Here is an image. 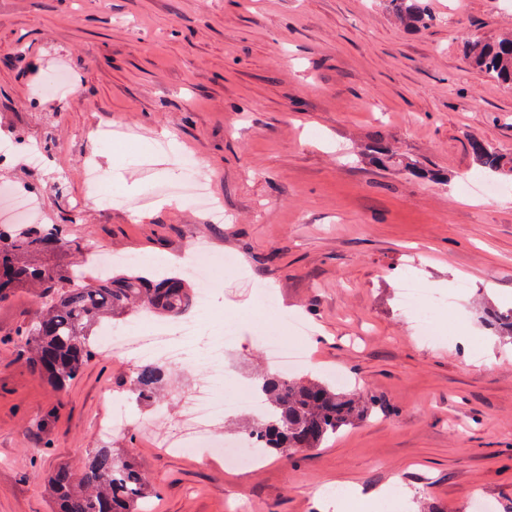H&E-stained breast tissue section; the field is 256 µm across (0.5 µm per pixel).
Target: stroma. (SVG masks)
<instances>
[{"label": "stroma", "instance_id": "obj_1", "mask_svg": "<svg viewBox=\"0 0 512 512\" xmlns=\"http://www.w3.org/2000/svg\"><path fill=\"white\" fill-rule=\"evenodd\" d=\"M433 22L407 32L384 0H0V185L41 202L43 224L78 218L88 277L101 250L189 259L197 241L233 258L211 311L234 329L225 393L269 364L257 325L304 351L303 372L362 381L378 404L320 447L252 466L161 447L179 397L208 366L197 349L162 386L163 406L133 408L102 436L109 398L133 365L105 350L61 395L26 365V290L0 302V512H53L49 476L94 448L132 451L158 489L152 512H336L320 490L349 484L364 501L400 486L397 512H473V496L512 507V341L480 322L512 308V186L465 193L470 142L512 155V88L474 68L462 46L512 34L504 0H425ZM401 162L379 165L375 138ZM225 220L176 190L186 160ZM448 173L417 179L405 162ZM113 167L123 207L84 180ZM426 287L470 286L425 336L400 311L405 272ZM273 315L259 316L258 289ZM311 323L292 335L287 315Z\"/></svg>", "mask_w": 512, "mask_h": 512}]
</instances>
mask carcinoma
<instances>
[{
  "label": "carcinoma",
  "mask_w": 512,
  "mask_h": 512,
  "mask_svg": "<svg viewBox=\"0 0 512 512\" xmlns=\"http://www.w3.org/2000/svg\"><path fill=\"white\" fill-rule=\"evenodd\" d=\"M398 21L417 29L431 21L419 0H389ZM466 54L474 66L497 82L512 85V37L495 42L473 40ZM479 170L512 180V157L493 145L473 141ZM0 225V301L19 289L31 290L45 305L24 332L31 372L60 394L83 373L96 354L91 336L105 319L135 311L180 316L193 303L194 289L186 275L157 273L137 263L122 272H108L88 282L80 265L66 271L40 257L76 250L75 224ZM490 324L500 336L512 338V311H493ZM166 370L154 362L136 364L128 391L138 405L156 402ZM264 403L263 420L247 432L256 435L257 449L266 455L319 447L345 427L366 418L374 409L368 392H338L312 377L271 373L254 383ZM56 512H150L157 493L135 459L112 448L91 450L81 469L59 468L49 479Z\"/></svg>",
  "instance_id": "carcinoma-1"
}]
</instances>
